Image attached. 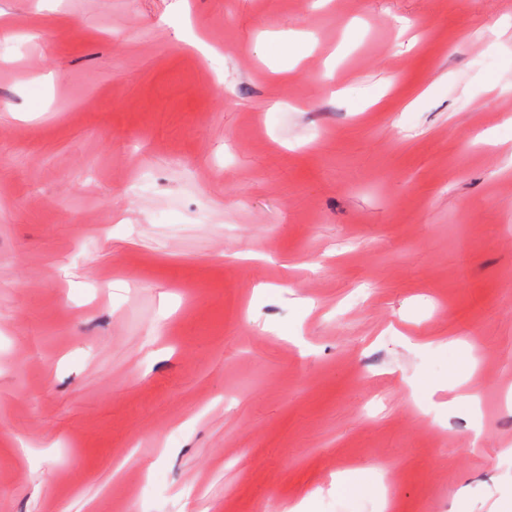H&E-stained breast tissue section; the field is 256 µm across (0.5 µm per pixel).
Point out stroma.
<instances>
[{
    "instance_id": "obj_1",
    "label": "stroma",
    "mask_w": 512,
    "mask_h": 512,
    "mask_svg": "<svg viewBox=\"0 0 512 512\" xmlns=\"http://www.w3.org/2000/svg\"><path fill=\"white\" fill-rule=\"evenodd\" d=\"M510 118L512 0H0V512H492Z\"/></svg>"
}]
</instances>
